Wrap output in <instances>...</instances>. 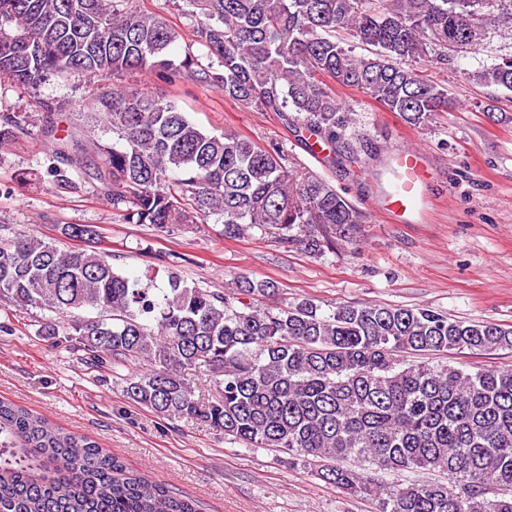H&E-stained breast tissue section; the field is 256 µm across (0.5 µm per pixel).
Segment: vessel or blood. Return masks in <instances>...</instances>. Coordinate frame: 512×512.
Listing matches in <instances>:
<instances>
[{
  "mask_svg": "<svg viewBox=\"0 0 512 512\" xmlns=\"http://www.w3.org/2000/svg\"><path fill=\"white\" fill-rule=\"evenodd\" d=\"M394 175L383 201L374 211L379 220L404 218L417 209L428 181L429 168L420 150L404 147L393 155Z\"/></svg>",
  "mask_w": 512,
  "mask_h": 512,
  "instance_id": "b4317fda",
  "label": "vessel or blood"
}]
</instances>
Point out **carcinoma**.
I'll use <instances>...</instances> for the list:
<instances>
[{"instance_id":"obj_1","label":"carcinoma","mask_w":512,"mask_h":512,"mask_svg":"<svg viewBox=\"0 0 512 512\" xmlns=\"http://www.w3.org/2000/svg\"><path fill=\"white\" fill-rule=\"evenodd\" d=\"M168 2L200 18L198 42L217 70L193 69L189 53L173 58L181 33L135 0H0V78L35 89L64 74H189L226 102L278 114L347 171L371 153L347 135L352 113L336 87L424 126L448 109V94L413 64L475 49L488 25L512 22V0ZM340 29L373 50L355 54L336 39ZM467 80L512 91V56ZM94 109L124 147L97 146L94 163L82 139L58 138L50 164L25 172L28 184L70 192L94 184L127 224L161 231L217 215L226 239L257 227L313 255L350 241L364 223L321 178L291 189L277 146L231 130L206 133L171 100L114 85ZM25 124L0 114V152L27 133ZM60 233L86 248L0 234V303L56 313L37 334L92 368L128 371L132 402L162 418L196 419L247 448H276L346 494L377 491L370 470L443 472L454 484H401L380 512H512V368L422 361L512 348V326L380 304L323 314L308 297L257 308L252 300L277 286L248 276L220 291L172 271L155 288L114 270L97 247L99 226L64 224ZM91 310L96 316H85ZM197 369L210 373L217 395L196 393ZM0 512L200 510L95 441L0 400Z\"/></svg>"}]
</instances>
